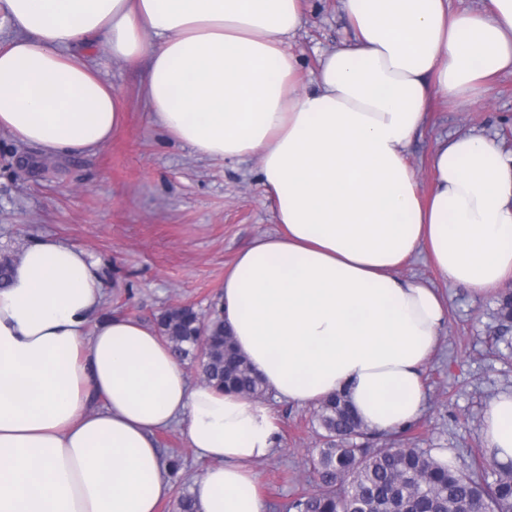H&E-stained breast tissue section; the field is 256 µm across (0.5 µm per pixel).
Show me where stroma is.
I'll return each instance as SVG.
<instances>
[{
    "instance_id": "35a3bbf8",
    "label": "stroma",
    "mask_w": 512,
    "mask_h": 512,
    "mask_svg": "<svg viewBox=\"0 0 512 512\" xmlns=\"http://www.w3.org/2000/svg\"><path fill=\"white\" fill-rule=\"evenodd\" d=\"M304 10L290 45L307 81L319 56L348 41L352 31L340 0H305ZM88 59L119 94L124 121L105 147L77 155L47 156L0 130V253L20 252L34 240H61L86 251L98 264L104 292L97 323L128 316L152 326L176 302L210 315L237 254L278 229L259 161L211 160L168 137L153 123L141 92L146 61L112 59L101 48ZM463 132L512 150V76L498 77L481 101L434 105L408 148L422 192L431 188L428 160L436 141ZM401 274L439 288L448 300V321L423 371L425 410L397 436L459 466L488 460L480 439L484 414L497 394L512 390V331L498 334L496 320L499 297L512 291V279L475 296L448 284L424 252ZM313 411L310 404H273L279 447L253 466L268 512H288L290 501L315 485L306 464L319 445ZM156 441L164 456L182 460L169 478L172 491H190L205 462L179 428L159 432Z\"/></svg>"
}]
</instances>
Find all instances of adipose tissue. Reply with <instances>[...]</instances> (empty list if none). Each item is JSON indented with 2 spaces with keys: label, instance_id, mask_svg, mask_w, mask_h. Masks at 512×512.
Listing matches in <instances>:
<instances>
[{
  "label": "adipose tissue",
  "instance_id": "adipose-tissue-1",
  "mask_svg": "<svg viewBox=\"0 0 512 512\" xmlns=\"http://www.w3.org/2000/svg\"><path fill=\"white\" fill-rule=\"evenodd\" d=\"M342 0L353 41L313 89L288 45L302 0H0V129L54 156L108 144L120 98L85 52L148 58L155 125L203 157H258L279 229L224 277V320L274 396L337 391L371 430L416 420L448 304L400 275L426 251L483 294L512 277V151L473 133L437 142L421 193L407 149L434 101L486 98L512 75V0ZM103 289L83 250L23 247L0 288V512H157V432L179 426L207 467L196 512H267L255 462L276 450L268 403L190 382L155 331L92 324ZM481 438L512 461V392Z\"/></svg>",
  "mask_w": 512,
  "mask_h": 512
}]
</instances>
